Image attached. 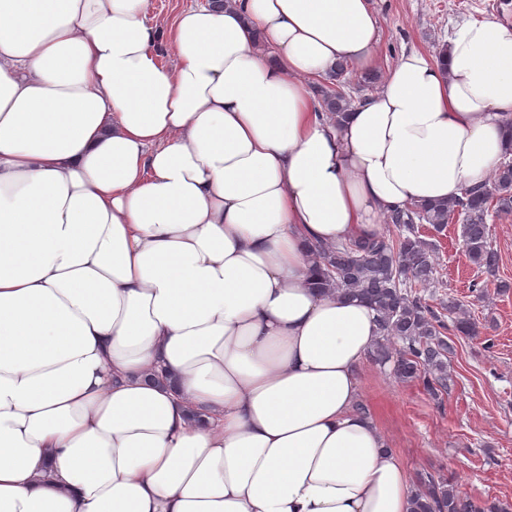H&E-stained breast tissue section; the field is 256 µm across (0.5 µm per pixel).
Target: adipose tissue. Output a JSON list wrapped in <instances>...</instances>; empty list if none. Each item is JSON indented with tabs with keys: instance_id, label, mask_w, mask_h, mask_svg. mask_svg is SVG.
Masks as SVG:
<instances>
[{
	"instance_id": "ef3b65f1",
	"label": "adipose tissue",
	"mask_w": 512,
	"mask_h": 512,
	"mask_svg": "<svg viewBox=\"0 0 512 512\" xmlns=\"http://www.w3.org/2000/svg\"><path fill=\"white\" fill-rule=\"evenodd\" d=\"M148 4L0 0V512H413L355 410L377 314L310 249L512 157V28L331 124L308 81L373 66L369 0ZM206 0H149L148 19L165 26L169 18L181 7H206Z\"/></svg>"
}]
</instances>
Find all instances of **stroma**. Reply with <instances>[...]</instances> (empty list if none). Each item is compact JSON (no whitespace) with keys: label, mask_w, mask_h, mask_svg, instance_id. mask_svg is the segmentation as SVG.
<instances>
[{"label":"stroma","mask_w":512,"mask_h":512,"mask_svg":"<svg viewBox=\"0 0 512 512\" xmlns=\"http://www.w3.org/2000/svg\"><path fill=\"white\" fill-rule=\"evenodd\" d=\"M380 29L374 69L387 74L402 52L436 55L452 24L488 17L482 0H371ZM498 277L511 288L479 298L482 276L462 250L459 224L440 238L438 277L480 323L475 338L455 337V388L435 402L415 383L365 359L359 397L410 474L439 469L465 494L512 503V214L488 221Z\"/></svg>","instance_id":"35a3bbf8"}]
</instances>
